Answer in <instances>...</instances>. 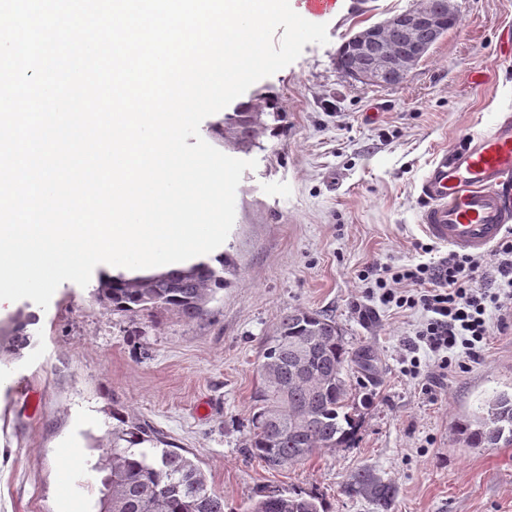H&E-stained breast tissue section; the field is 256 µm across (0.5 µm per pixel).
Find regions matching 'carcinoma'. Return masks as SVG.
<instances>
[{
    "label": "carcinoma",
    "instance_id": "1",
    "mask_svg": "<svg viewBox=\"0 0 512 512\" xmlns=\"http://www.w3.org/2000/svg\"><path fill=\"white\" fill-rule=\"evenodd\" d=\"M250 105H242L217 121L213 130L244 144L245 151L257 146L260 130L267 122L249 120ZM226 260L219 254L187 270L128 278L104 275L94 289L97 300L114 314L166 311L186 323L203 320L208 303L224 288ZM32 318L13 320L10 349L30 346L34 334ZM314 346L304 361L308 385L288 391L280 385L294 372L292 347L306 340ZM262 363L274 366L278 378H260L254 414L245 442L246 452L272 470L300 463L325 448L348 445L358 424V408L336 368L353 363L336 320L317 312L290 311L280 316L276 330L265 344ZM301 421L293 432V420ZM460 432L472 448L512 445V393L501 392L485 405L484 412L460 423ZM160 443L148 426L131 425L112 430V447L102 449L101 465L108 471L99 512H225L224 496L208 484L198 463L170 448H144ZM249 512H328L314 496L269 489L254 501Z\"/></svg>",
    "mask_w": 512,
    "mask_h": 512
}]
</instances>
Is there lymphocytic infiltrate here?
I'll use <instances>...</instances> for the list:
<instances>
[{
  "mask_svg": "<svg viewBox=\"0 0 512 512\" xmlns=\"http://www.w3.org/2000/svg\"><path fill=\"white\" fill-rule=\"evenodd\" d=\"M492 262L483 256L449 252L437 260L384 268L375 280L380 302L399 309H419L425 321L408 346L411 373H418L419 348L439 354L442 367L462 351L479 362L490 336L489 310L499 313L500 330H512V228L498 239Z\"/></svg>",
  "mask_w": 512,
  "mask_h": 512,
  "instance_id": "lymphocytic-infiltrate-1",
  "label": "lymphocytic infiltrate"
}]
</instances>
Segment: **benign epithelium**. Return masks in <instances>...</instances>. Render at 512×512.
Returning a JSON list of instances; mask_svg holds the SVG:
<instances>
[{
  "label": "benign epithelium",
  "instance_id": "obj_1",
  "mask_svg": "<svg viewBox=\"0 0 512 512\" xmlns=\"http://www.w3.org/2000/svg\"><path fill=\"white\" fill-rule=\"evenodd\" d=\"M445 28V17L431 11L425 0H415L409 8L394 12L349 37L355 66L345 76L371 84L384 79L402 81L426 56L431 48L430 40L441 35ZM394 30L403 34L397 49L384 42L385 35Z\"/></svg>",
  "mask_w": 512,
  "mask_h": 512
}]
</instances>
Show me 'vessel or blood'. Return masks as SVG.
<instances>
[{
    "label": "vessel or blood",
    "mask_w": 512,
    "mask_h": 512,
    "mask_svg": "<svg viewBox=\"0 0 512 512\" xmlns=\"http://www.w3.org/2000/svg\"><path fill=\"white\" fill-rule=\"evenodd\" d=\"M339 0H301L302 16L318 23ZM419 223L436 243L467 253L485 252L512 225V116L443 151L420 185Z\"/></svg>",
    "instance_id": "1"
}]
</instances>
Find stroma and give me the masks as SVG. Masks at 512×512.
Instances as JSON below:
<instances>
[{
    "label": "stroma",
    "mask_w": 512,
    "mask_h": 512,
    "mask_svg": "<svg viewBox=\"0 0 512 512\" xmlns=\"http://www.w3.org/2000/svg\"><path fill=\"white\" fill-rule=\"evenodd\" d=\"M412 0H343L327 44L254 83L239 101L275 109L236 192L224 243L234 269L205 321L167 313L118 315L93 286L62 283L48 308L0 305V326L33 314L34 343L0 351V512H97L94 462L121 422L158 432L247 512L271 487L312 494L330 512H512V446L471 448L458 424L512 388V331L497 311L479 363L442 371L428 349L410 354L421 310L383 305L362 271L421 262L419 183L430 161L512 113V0H452L459 18L395 86L352 81L336 69L349 36ZM335 318L353 356L359 425L353 441L283 470L244 448L263 345L282 313ZM420 375L407 371L411 357ZM75 449L76 467L65 452Z\"/></svg>",
    "instance_id": "1"
}]
</instances>
